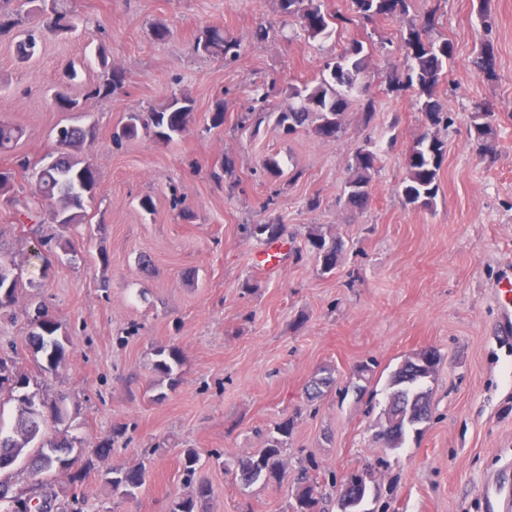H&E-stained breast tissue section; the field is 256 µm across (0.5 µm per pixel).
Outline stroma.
I'll use <instances>...</instances> for the list:
<instances>
[{
    "label": "stroma",
    "mask_w": 512,
    "mask_h": 512,
    "mask_svg": "<svg viewBox=\"0 0 512 512\" xmlns=\"http://www.w3.org/2000/svg\"><path fill=\"white\" fill-rule=\"evenodd\" d=\"M80 22L65 37L42 34L33 58L19 63L12 35L0 36V118L23 130L0 170L38 164L55 152L61 126L93 127L84 154L99 172L94 222L42 235L15 223L0 201V260L20 285L0 310V356L37 379L48 400L64 401L70 433L86 458L111 440L108 462H95L78 490L79 512H169L174 500L207 483L208 512H287L292 478L242 484L241 459L264 448L276 426L293 419L289 467L313 459L321 472L343 476L372 468L380 485L366 512H483V479L512 458V348L497 347L494 281L512 265V0H445L436 26L454 45L438 89L452 122L441 136L447 152L432 209L406 206L398 182L425 123L413 96L389 93L396 56L381 40H399L421 21L431 0H414L409 21L354 22L312 41L277 25V0H73ZM274 21L265 40L253 33ZM241 44L236 60L193 51L209 26ZM169 35L159 41L158 27ZM105 42L125 73L123 89L87 97L103 76L90 41ZM363 42L370 67L361 80L376 113L363 124L359 107L345 115L347 132L324 141L304 130L285 137L268 127L252 138L240 120L255 86L280 87L318 77L323 62L352 41ZM493 52L494 78L473 59ZM82 63L71 94L78 112H64L51 90L67 61ZM196 108L173 141L151 136L115 144L129 113L147 112L171 94ZM224 124L209 127L215 99ZM494 112V161L473 148L469 129L477 105ZM381 150L364 210L339 201L348 167L364 141ZM276 158L280 177L263 169ZM231 162L222 181L211 173ZM280 195L268 205L272 190ZM148 195L153 211L140 209ZM180 199L195 217L184 222ZM317 208H310L309 199ZM276 221L286 228L285 253L265 272L256 259L264 243L241 227ZM68 233L74 257L56 256L49 237ZM343 239V257L323 272L306 251L309 234ZM61 326L69 345L52 372L27 344L33 301ZM176 347L180 378L154 369L156 352ZM434 348L441 362L430 382L433 418L403 446L382 449L386 381L405 358ZM332 374L321 399L305 395L309 380ZM196 449L200 465L186 477L182 460ZM139 466L135 497L114 494L107 465Z\"/></svg>",
    "instance_id": "stroma-1"
}]
</instances>
